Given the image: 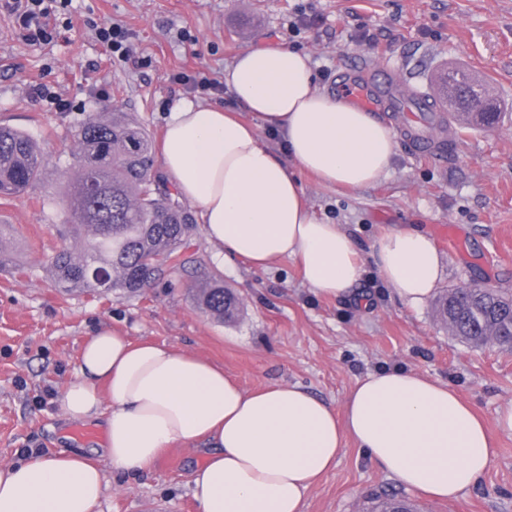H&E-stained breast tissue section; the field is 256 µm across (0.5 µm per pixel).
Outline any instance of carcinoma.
Returning a JSON list of instances; mask_svg holds the SVG:
<instances>
[{
    "label": "carcinoma",
    "instance_id": "cac0c4a2",
    "mask_svg": "<svg viewBox=\"0 0 512 512\" xmlns=\"http://www.w3.org/2000/svg\"><path fill=\"white\" fill-rule=\"evenodd\" d=\"M479 97L462 85L450 103L457 113L471 111ZM480 128L495 127L501 113L495 103L477 113ZM70 153L77 179L66 186L64 240L50 260L55 283L66 294L136 296L171 270L196 274L197 305L211 316L233 319L240 300L224 289L220 275L185 254L195 230L193 218L178 196L152 172V139L126 112H93L73 135ZM44 154L27 134L0 126V197L26 193L41 175ZM435 312L452 335L481 347L512 352V291L473 283L446 289ZM382 512H412L395 492H375Z\"/></svg>",
    "mask_w": 512,
    "mask_h": 512
}]
</instances>
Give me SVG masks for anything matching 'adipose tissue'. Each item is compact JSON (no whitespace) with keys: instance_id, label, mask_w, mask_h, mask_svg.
Masks as SVG:
<instances>
[{"instance_id":"obj_1","label":"adipose tissue","mask_w":512,"mask_h":512,"mask_svg":"<svg viewBox=\"0 0 512 512\" xmlns=\"http://www.w3.org/2000/svg\"><path fill=\"white\" fill-rule=\"evenodd\" d=\"M224 85L249 119L182 101L159 147L164 174L197 205L218 254L261 268L295 259L316 295L336 299L350 296L370 264L403 303L424 305L442 276L433 239L398 226L361 254L344 225L313 213L297 177L302 170L339 190L378 184L396 154L392 129L319 91L310 57L285 46L239 55ZM268 132L279 134L283 153ZM61 403L70 419L103 417L104 454L118 472L141 473L173 443H204L192 480L200 512H303L348 438L400 485L448 501L475 486L496 454L473 407L438 379L400 367L370 371L340 417L300 386L248 393L207 360L108 329L83 341ZM105 488L90 453L32 455L0 466V512H95Z\"/></svg>"}]
</instances>
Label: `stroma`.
I'll return each instance as SVG.
<instances>
[{
	"mask_svg": "<svg viewBox=\"0 0 512 512\" xmlns=\"http://www.w3.org/2000/svg\"><path fill=\"white\" fill-rule=\"evenodd\" d=\"M60 38L25 43L0 10V126L25 132L41 147L45 167L20 196L0 197V465L27 449L49 455L102 445L100 421L67 419L60 399L75 378L83 340L113 329L135 341L173 346L223 367L243 390L298 384L343 409L366 372L400 367L448 382L492 429L496 456L475 487L441 501L410 489L427 512H512V431L497 427L512 403V352L458 341L431 305H405L368 270L354 296H317L297 263L261 269L218 256L203 228L191 253L217 271L241 301L239 316L218 321L192 298L193 280L166 276L137 297L69 296L53 281L49 259L63 241V193L76 176L69 155L76 126L88 113L119 106L160 140L163 118L192 100L178 73L223 79L238 55L263 45L307 53L319 90L336 93L367 67L396 70L405 94L424 93L439 70L489 77L504 114L491 129L437 127L440 158L416 156L402 113L382 112L396 136L395 158L378 185L342 192L299 179L314 212L347 225L362 253L401 224L425 231L441 257L440 289L468 281L512 289V0H55ZM316 24L288 31L302 14ZM119 24L132 51L111 59L96 31ZM373 42L362 41V34ZM41 85L49 97L34 98ZM456 243H449V229ZM204 444L175 445L141 475L108 472L98 512H199L191 477ZM398 482L347 441L336 467L306 495L303 512H362L374 491Z\"/></svg>",
	"mask_w": 512,
	"mask_h": 512,
	"instance_id": "1",
	"label": "stroma"
}]
</instances>
